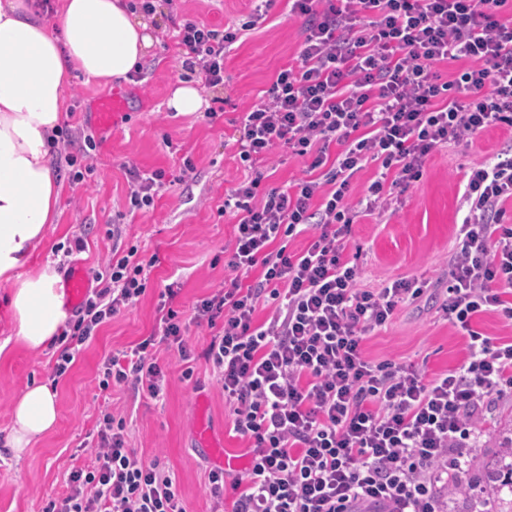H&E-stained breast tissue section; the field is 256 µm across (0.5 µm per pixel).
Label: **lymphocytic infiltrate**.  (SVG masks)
Returning a JSON list of instances; mask_svg holds the SVG:
<instances>
[{"instance_id":"1","label":"lymphocytic infiltrate","mask_w":512,"mask_h":512,"mask_svg":"<svg viewBox=\"0 0 512 512\" xmlns=\"http://www.w3.org/2000/svg\"><path fill=\"white\" fill-rule=\"evenodd\" d=\"M246 22L218 31L194 20L176 29L204 87L224 82V54L266 19L260 0ZM507 0H292L302 18L298 66L281 70L267 100L240 117L239 159L249 166L284 148L307 164L308 177L263 188L264 175L224 199L240 219L224 261L229 286L197 303L193 322L213 328L203 351L233 415L251 443L245 474L208 473L210 512H442L446 483H459L475 440L484 396L512 391V342L496 343L472 326L495 311L512 320V149L479 160L462 195L466 212L448 257L446 318L467 338L457 369L427 377L414 367L366 359L365 336L417 299V279L376 290L357 285L344 257L358 212L387 211L392 190L420 180L429 157L448 145L470 146L492 127H512V21ZM462 60L448 82L434 63ZM339 145L329 157L330 145ZM376 164L377 177L350 202L355 175ZM305 234L298 253L284 239ZM260 270L242 286L238 275ZM54 365L63 376L99 328L145 294L148 267L136 249L109 256L94 274ZM269 306L258 319L259 306ZM192 351L185 328L167 310L157 333L106 356L102 387L163 398L167 375L151 350ZM90 465L72 469L66 491L43 512H188L175 473L127 445L125 420L104 413ZM236 497L225 501V489Z\"/></svg>"}]
</instances>
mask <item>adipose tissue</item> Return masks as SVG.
Segmentation results:
<instances>
[{
  "mask_svg": "<svg viewBox=\"0 0 512 512\" xmlns=\"http://www.w3.org/2000/svg\"><path fill=\"white\" fill-rule=\"evenodd\" d=\"M152 45L134 0H63L53 26L28 0H0V283L10 287L0 310L27 350L53 346L69 319L60 275L33 265L60 201L51 157L65 92L75 80L128 79ZM58 418L55 390L27 386L1 444L21 459Z\"/></svg>",
  "mask_w": 512,
  "mask_h": 512,
  "instance_id": "ef3b65f1",
  "label": "adipose tissue"
}]
</instances>
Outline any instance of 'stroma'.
Returning a JSON list of instances; mask_svg holds the SVG:
<instances>
[{"label":"stroma","instance_id":"1","mask_svg":"<svg viewBox=\"0 0 512 512\" xmlns=\"http://www.w3.org/2000/svg\"><path fill=\"white\" fill-rule=\"evenodd\" d=\"M252 9L253 0H176L174 6H161L149 20L154 46L131 80L77 81L69 87L65 134L55 157L60 207L35 262L55 261L65 275L78 264L91 274L112 250L134 246L139 260L153 267L145 295L103 325L62 377L53 373L58 349L31 352L8 343L10 329L0 322V342L8 344L0 353V439L9 430L13 402L31 383L53 387L60 412L55 431L21 460L10 459L0 447V512H42L50 499L62 495L66 472L91 461L83 443L104 410L125 419L129 447L146 459L160 458L176 473L190 512H208L211 505L206 484L214 462L195 446L199 420L222 434L227 472L239 474L248 467V443L234 433L224 394L202 356L213 331L191 324L190 318L196 303L231 276L224 252L233 245L239 216L224 212V193L250 174L238 159L240 114L266 98L281 69L299 62L302 21L291 13L288 0H275L266 20L225 55L223 85L202 90L209 108L218 113L216 121L201 112H171L166 102L177 81L188 77L181 67L183 50L171 36L174 25L195 19L220 30L242 23ZM115 91L127 98L129 108L105 129L97 125L94 112L99 100ZM511 147L512 130L492 128L475 136L468 151L441 149L428 159L422 179L400 193L395 211L363 212L352 225L344 256L358 269L359 287L380 288L407 276L429 282L424 295L403 305L387 328L365 338L370 360L411 363L430 377L465 360L466 339L442 312L448 297L445 261L455 246L472 164ZM70 155L93 166L84 182L71 180ZM186 159L194 170L184 176L180 167ZM132 167L166 173L150 209L130 207ZM116 224L122 229L117 239L112 236ZM78 237L85 250L68 254ZM172 282L179 286L172 307L189 324L195 359L185 364L174 352L155 349L168 373L160 401L116 387L102 389V359L136 346L157 329L158 293ZM484 405L471 455L489 460L498 451L500 434L512 428V392L490 394Z\"/></svg>","mask_w":512,"mask_h":512}]
</instances>
